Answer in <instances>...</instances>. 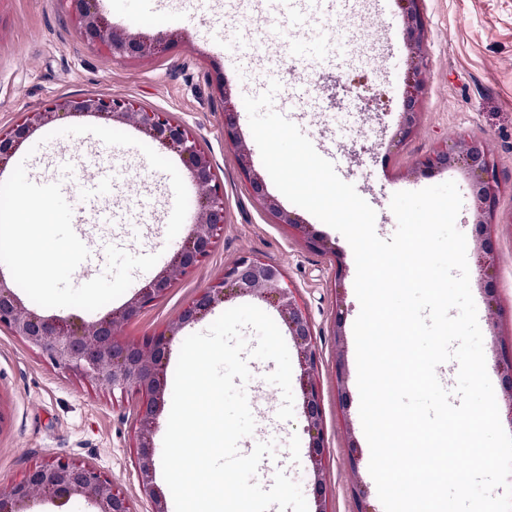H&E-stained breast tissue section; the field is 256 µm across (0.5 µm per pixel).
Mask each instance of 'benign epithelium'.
<instances>
[{
	"label": "benign epithelium",
	"mask_w": 512,
	"mask_h": 512,
	"mask_svg": "<svg viewBox=\"0 0 512 512\" xmlns=\"http://www.w3.org/2000/svg\"><path fill=\"white\" fill-rule=\"evenodd\" d=\"M83 41L114 61L150 57L168 48L165 34L145 36L113 27L97 8L98 0H60ZM419 0H401L404 36L411 52L406 73L404 111L400 136L414 131L427 84L428 68L424 42L425 18ZM93 113L116 123L133 125L148 138L179 153L191 172L197 189V207L184 244L166 269L157 274L124 307L99 320L62 321L41 317L25 308L7 282L0 277V329L5 328L38 349L55 364L92 381H102L122 394L133 391L141 397L135 449L140 486L154 503L153 512H168L164 495L155 483L156 458L153 443L155 420L164 406V369L171 339L185 326L197 322L216 303L250 296L275 306L288 325L297 348L301 368L303 415L309 436L308 462L313 473L315 512H328L322 470L325 458L324 419L321 395L315 381L318 349L312 320L295 289L286 282L275 264L256 256H242L224 270V277L189 301L177 319L165 329L137 342H120L117 328L133 319L153 301L165 296L173 283L205 261L224 233V186L211 154L202 147L195 133L167 112L140 105L124 97H85L62 99L44 110L27 112L6 130H0V167L8 163L18 148L38 128L64 116ZM224 141L239 152L241 170L250 194L270 213L307 237L313 248L325 249L324 240L310 235L308 225L285 212L271 197L260 175L252 172L248 153L236 131L232 105L224 109ZM462 163L473 173V194L477 210L488 217L481 222L479 245L481 271L494 265L489 224L495 214L501 184L486 143L470 134L455 142L434 148L421 160L427 170ZM507 418L512 423V362L500 364ZM68 502L82 498L95 512H132L126 494L97 467L58 455L31 466L8 490L0 492V512H27L30 503L44 495Z\"/></svg>",
	"instance_id": "obj_1"
}]
</instances>
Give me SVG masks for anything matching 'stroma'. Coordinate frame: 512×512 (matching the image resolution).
Instances as JSON below:
<instances>
[{"mask_svg": "<svg viewBox=\"0 0 512 512\" xmlns=\"http://www.w3.org/2000/svg\"><path fill=\"white\" fill-rule=\"evenodd\" d=\"M419 6L427 23L429 79L420 121L398 143L394 137L410 63L400 0H335L327 18L308 8L303 27L269 15L266 0H124L120 5L99 0L102 13L116 27L170 35L165 53L136 61H115L90 49L59 0H0L1 128L61 98L126 97L189 125L210 149L224 183V235L205 263L123 325L119 338L138 340L165 328L241 256L280 266L298 289L316 333L329 512H358L362 507L384 512L369 473L370 450L359 416L353 327L360 304L354 254L341 233L291 203L275 185H268L269 194L326 241L328 250L309 248L306 239L279 224L252 197L238 152L224 141V104L232 102L237 130L250 147L251 167L262 176L266 169L251 145L243 99L262 94L273 79L284 88L305 82L315 106L289 119L319 155L335 154L339 177L352 183L375 210L380 238L392 237L397 229L390 209L395 192L456 183L462 197L456 226L467 241L486 368L496 396H503L497 365L503 353L512 354V0H420ZM263 31L285 32L299 42L319 36L320 58L311 62L291 57L272 73L252 58L226 68L224 42H245ZM357 75L368 77L378 105L363 108L349 95L341 108L332 109L325 82ZM464 132L486 141L504 184L491 227L495 261L488 277L478 265L479 214L470 171L461 165L434 171L419 166L435 146ZM107 160L115 167L111 192L94 203L78 200L72 206L73 229L94 252L91 265L75 270L72 282L77 286L105 272L107 246L135 255L158 254L162 266L180 248L188 227L177 223L175 212L191 213L197 197L181 157L135 127L75 114L39 128L19 148L13 164L0 168V182L21 162L32 182L61 183L66 174L88 172ZM491 288L497 299L493 306L487 300ZM248 366L252 378L246 393L256 426L240 441L239 450L247 454L256 443L275 442L277 455L261 461L257 481L270 487L275 472L284 470L300 484L307 503H314L301 385H292L293 420H279L281 392L265 380L274 362L252 358ZM138 422L134 394L112 392L105 383L66 371L0 329V491L32 464L63 454L109 475L135 512H152L132 449Z\"/></svg>", "mask_w": 512, "mask_h": 512, "instance_id": "1", "label": "stroma"}]
</instances>
